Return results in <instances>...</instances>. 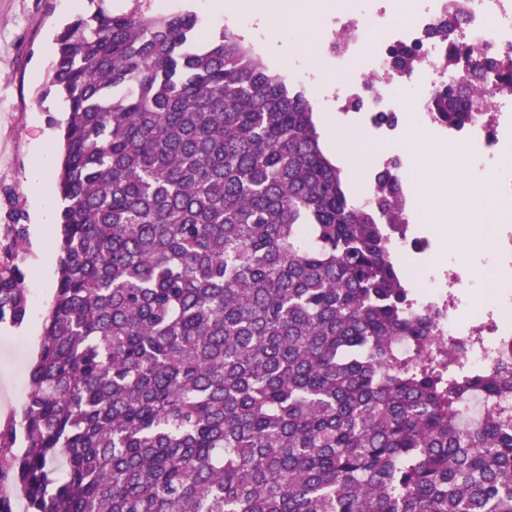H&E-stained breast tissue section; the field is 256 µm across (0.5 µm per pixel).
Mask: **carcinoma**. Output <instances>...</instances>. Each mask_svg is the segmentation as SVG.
Returning <instances> with one entry per match:
<instances>
[{
	"instance_id": "cac0c4a2",
	"label": "carcinoma",
	"mask_w": 512,
	"mask_h": 512,
	"mask_svg": "<svg viewBox=\"0 0 512 512\" xmlns=\"http://www.w3.org/2000/svg\"><path fill=\"white\" fill-rule=\"evenodd\" d=\"M90 2L42 92L68 118L31 512H512V364L465 372L413 308L397 175L355 205L305 92L243 36ZM484 103L475 81L430 97L458 127ZM25 311L0 269V320Z\"/></svg>"
}]
</instances>
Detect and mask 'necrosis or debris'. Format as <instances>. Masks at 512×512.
I'll return each instance as SVG.
<instances>
[{"label": "necrosis or debris", "instance_id": "1", "mask_svg": "<svg viewBox=\"0 0 512 512\" xmlns=\"http://www.w3.org/2000/svg\"><path fill=\"white\" fill-rule=\"evenodd\" d=\"M466 21L461 39L474 51L512 61V0H463ZM451 0H415L413 18L396 19L391 0H369L366 8L350 6L331 18L322 40L331 47L327 59L335 75L332 92L324 95L329 109L350 112L352 119L369 134L386 142L396 141L401 125L396 119L402 93H410L413 120L463 144L462 169L469 176L484 175L488 164L499 173L494 191L502 205H512V90L496 89L494 75H487L494 87L480 118L465 127L439 121L429 108L431 91L440 85L465 81L468 66L458 60L444 61L451 53L449 38L438 29L448 16ZM415 53L412 73L395 69L391 59L396 51ZM395 251L402 259V271L412 280L415 306L433 319L441 340L458 343L463 360L471 369L487 367L493 360L512 362V293L487 292L482 278L491 267L500 278H512V226L501 225L490 258L474 257L468 271H461L453 258L440 266L426 264L430 238L411 232L396 236ZM497 315L482 347L471 346L467 338Z\"/></svg>", "mask_w": 512, "mask_h": 512}]
</instances>
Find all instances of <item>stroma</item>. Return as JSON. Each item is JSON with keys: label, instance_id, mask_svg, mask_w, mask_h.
I'll return each instance as SVG.
<instances>
[{"label": "stroma", "instance_id": "obj_1", "mask_svg": "<svg viewBox=\"0 0 512 512\" xmlns=\"http://www.w3.org/2000/svg\"><path fill=\"white\" fill-rule=\"evenodd\" d=\"M90 6L74 0H0V247L21 240L12 254L0 250L26 290L21 323L0 322V431L17 424L29 392L45 318L57 279L38 283L40 260L56 263L61 201L56 188L60 127L66 107L60 96L41 97L55 59V35ZM48 134L39 149V134Z\"/></svg>", "mask_w": 512, "mask_h": 512}]
</instances>
